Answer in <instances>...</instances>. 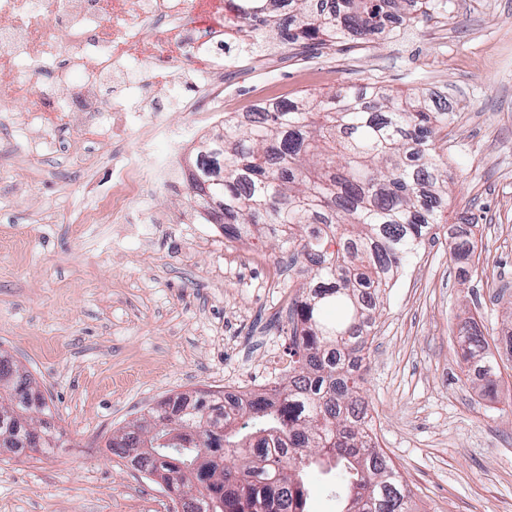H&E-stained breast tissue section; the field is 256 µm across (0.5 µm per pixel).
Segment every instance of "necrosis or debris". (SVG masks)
Returning a JSON list of instances; mask_svg holds the SVG:
<instances>
[{
  "label": "necrosis or debris",
  "mask_w": 512,
  "mask_h": 512,
  "mask_svg": "<svg viewBox=\"0 0 512 512\" xmlns=\"http://www.w3.org/2000/svg\"><path fill=\"white\" fill-rule=\"evenodd\" d=\"M228 12L224 0H0V17L12 19L0 24V125L11 127L19 152L50 158L63 149L55 129L80 108V137L112 158L113 222H122L133 202L150 213L152 191L167 185L178 143L161 128L139 151L124 149L132 125L150 127L160 114L128 111L125 100L172 82L188 66L201 95L183 111L222 100L224 71L206 59L214 47L246 38L241 23L225 22ZM109 80L122 82V94H104Z\"/></svg>",
  "instance_id": "necrosis-or-debris-1"
}]
</instances>
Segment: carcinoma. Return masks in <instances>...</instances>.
<instances>
[{
  "mask_svg": "<svg viewBox=\"0 0 512 512\" xmlns=\"http://www.w3.org/2000/svg\"><path fill=\"white\" fill-rule=\"evenodd\" d=\"M399 2L334 0L328 11L317 0H288L286 24L269 11L272 0H229V8L251 29L310 48L391 37ZM446 127L442 98L395 94L377 81L224 113L190 176L189 201L224 237L261 224L311 264L288 310V381L233 407L222 392L165 398L112 436L113 453L139 472L165 473L171 500L184 499L186 512H306L302 472L313 466L333 484L339 512H413L378 444L358 370L373 342L376 301L443 223L448 163L437 141ZM476 250L473 225H458L449 251L462 271ZM334 308L343 319L327 317ZM456 339L492 391L499 364L488 339L473 320ZM29 381L25 372L0 388V410ZM152 428L149 449L128 458L136 433ZM1 442L50 450L11 418L0 417ZM229 453L240 463L221 466Z\"/></svg>",
  "mask_w": 512,
  "mask_h": 512,
  "instance_id": "cac0c4a2",
  "label": "carcinoma"
}]
</instances>
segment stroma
I'll return each instance as SVG.
<instances>
[{
  "label": "stroma",
  "instance_id": "35a3bbf8",
  "mask_svg": "<svg viewBox=\"0 0 512 512\" xmlns=\"http://www.w3.org/2000/svg\"><path fill=\"white\" fill-rule=\"evenodd\" d=\"M401 13L391 39L306 53L261 30L260 50L229 45L214 58L240 60L224 79L234 112L264 90L295 97L368 77L446 99V222L384 294L360 390L421 512H512V351L495 348L487 394L456 343L467 318L488 337L512 322V0H443L417 23L405 0ZM195 83L184 71L149 90L166 127L189 123L179 106ZM216 127L197 124L154 219L130 209L143 234L120 244L121 227L84 221L112 187L111 164L92 192L81 172L12 159L0 130V355L31 374L62 434L44 455L0 447V512H173L161 485L112 454L113 432L162 397L223 390L232 371L256 393L274 387L261 365L285 357L306 275L266 230L229 239L191 207L188 174ZM458 224L474 227L481 273L461 276L450 256Z\"/></svg>",
  "mask_w": 512,
  "mask_h": 512
}]
</instances>
